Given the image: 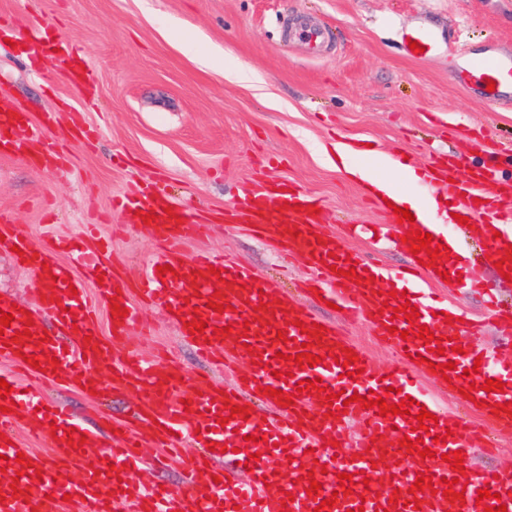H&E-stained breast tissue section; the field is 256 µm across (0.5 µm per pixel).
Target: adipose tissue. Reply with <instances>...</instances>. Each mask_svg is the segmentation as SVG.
I'll list each match as a JSON object with an SVG mask.
<instances>
[{
  "instance_id": "ef3b65f1",
  "label": "adipose tissue",
  "mask_w": 512,
  "mask_h": 512,
  "mask_svg": "<svg viewBox=\"0 0 512 512\" xmlns=\"http://www.w3.org/2000/svg\"><path fill=\"white\" fill-rule=\"evenodd\" d=\"M336 169L344 170L352 179L363 182L366 189L373 195L384 198H393L399 206H414L415 201L412 197L406 196L398 191L396 184L398 181L407 182L419 181L420 176L415 167L409 165H399L389 156H380L381 166L390 168V176L383 177L368 166L360 163L358 152L351 146L338 143L334 146Z\"/></svg>"
}]
</instances>
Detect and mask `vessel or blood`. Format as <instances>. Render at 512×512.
I'll list each match as a JSON object with an SVG mask.
<instances>
[{
	"label": "vessel or blood",
	"instance_id": "1",
	"mask_svg": "<svg viewBox=\"0 0 512 512\" xmlns=\"http://www.w3.org/2000/svg\"><path fill=\"white\" fill-rule=\"evenodd\" d=\"M472 82L481 100L495 105L512 99V52L508 55L485 53L469 57L460 76ZM41 146V161L58 165L60 157L53 143L45 140L42 129L13 109L0 110V155L23 152L28 143ZM432 188L453 186L460 199L457 214L470 220L472 233L483 243L491 261H499L501 250L512 245V227L497 224V215L512 209V176L504 175L499 158L486 151L481 136H469L462 152L433 161L427 175ZM313 198L293 185L273 193H255L240 199L236 211L243 223L279 247L301 248L312 271L307 285L317 288L325 301L339 306L343 316L363 317L376 338L394 348L398 359L382 367L366 354L355 363H347L350 342L340 330L327 326L318 342H309L301 325H312L317 317L295 309L282 301V292L270 281H261L248 266L221 255L200 253L186 257L181 241L195 237L200 227L178 222L166 214L168 202L148 190L121 202L127 212L155 213L150 224L157 245L145 267L134 279H127L112 265L108 243L94 229H86L80 239L48 237L33 243L18 226L0 219L4 248L19 247L28 269L41 283V315L49 317L51 328L35 324L37 333L46 331L49 341L35 337L27 343L15 341L25 328V317L13 314L10 300L0 299V312L13 320L0 335V358L9 360L12 371L1 378L9 384L13 413H0V468L7 476L0 479L5 500L0 512H314L322 500L335 498L328 512H441L443 494L423 490L410 494L416 477L454 480L455 491L463 492L465 502L456 512H483L476 498L481 489L491 492L488 505L505 504L512 512V467L489 468L477 476L456 483V471L443 462V454L452 451L490 450L492 444L480 429L455 412L444 410L417 382L418 372L430 364L452 363L449 370L452 390H471L479 405L475 412L488 422L512 432V415L494 413V404L512 402V358L479 355L472 343L482 324L475 321L459 329L457 342L448 339L446 317L433 294L423 288L424 279H436L435 268L423 266L426 252L401 270L406 282L405 294L383 298L379 290L384 268L369 256L347 247L342 238L324 230L311 209ZM65 253L69 262L57 261ZM170 265L171 273L157 269ZM354 269L347 277L345 269ZM220 293L229 310L215 312L209 303ZM118 298L128 315L111 324L110 338H103L98 325L96 303ZM149 303L166 308L170 316L188 333L198 357L216 367L232 369L244 366L240 380L230 385L190 383L173 368L158 370L151 361L118 356L115 343L130 336L146 335L141 305ZM411 303L419 318L393 317L394 308ZM200 317L207 325L200 334L191 333L189 323ZM427 326L440 338L441 353L429 352L417 339L419 326ZM287 339L277 342L279 330ZM320 356L316 366H298L293 355L302 351ZM36 355L39 367H31L29 355ZM59 368H51V360ZM110 363L109 377H101L99 366ZM51 381L76 386L83 391L104 392L123 388L142 393L130 419L116 423L108 437L87 429L68 409L41 401L37 394L24 393L27 381ZM321 380L323 392L299 391L306 380ZM501 380L503 392L484 391L486 380ZM271 387L292 398L291 406L279 407L277 399L266 398L275 408L272 416H260L249 405L259 388ZM334 392L333 403H325L326 392ZM376 392L387 403H400L410 396L415 404L411 413L427 409L436 421L429 430H412L407 418L382 416L378 408H360L344 404L347 395L368 396ZM249 406L248 415H234L230 405ZM226 424H219V417ZM24 421L30 434L50 441V455L23 448L14 440L17 421ZM358 422L361 434L352 454H345L342 443L350 422ZM76 429L86 440L82 446L67 445L68 429ZM423 439L434 447V457L420 458L398 443L400 437ZM195 444L199 451L182 459L188 484L176 492L147 484L138 472L151 449L177 450ZM234 451V472L222 464V448ZM96 460H89L90 451ZM259 460H251V452ZM25 462H17L18 454ZM344 455L343 464L334 456ZM381 461L382 471L372 464ZM315 474L318 493L308 491L304 472ZM353 476V490H340L338 476ZM400 497H393V489Z\"/></svg>",
	"mask_w": 512,
	"mask_h": 512
}]
</instances>
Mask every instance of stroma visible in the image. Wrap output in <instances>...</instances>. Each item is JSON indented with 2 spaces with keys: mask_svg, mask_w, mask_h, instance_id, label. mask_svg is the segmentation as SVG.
Returning <instances> with one entry per match:
<instances>
[{
  "mask_svg": "<svg viewBox=\"0 0 512 512\" xmlns=\"http://www.w3.org/2000/svg\"><path fill=\"white\" fill-rule=\"evenodd\" d=\"M302 24L321 29L323 42L302 41ZM421 24L439 34L441 46L415 59L403 36ZM47 26L80 48L81 86L72 84L62 57L38 47ZM188 39L195 52L183 49ZM490 49H512V0H0V105L46 123L69 159L44 169L27 156L0 158V216L36 242L100 225L113 258L136 273L153 251L152 236L116 201L151 184L208 227L184 243L185 254L228 256L277 282L297 309L339 324L335 310L301 290L310 274L301 250L282 253L225 221V210L240 194L292 183L320 198L325 231L398 270L408 261L393 243L398 227L320 148L370 144L423 170L471 132L508 159L512 99L487 111L454 79L467 57ZM233 62L250 69L252 80L227 74ZM449 235L460 276L493 284L512 305V282L497 279L479 243L458 224ZM38 288L33 272L0 249V296L32 311ZM434 290L464 317L484 321L479 348L512 356V339L489 321L481 293L448 283ZM143 311L153 344L133 340L132 351L146 358L156 348L185 377L231 382L198 359L164 312ZM42 394L90 427L98 406L121 421L135 398L113 391L98 402L79 388L51 385Z\"/></svg>",
  "mask_w": 512,
  "mask_h": 512,
  "instance_id": "obj_1",
  "label": "stroma"
}]
</instances>
